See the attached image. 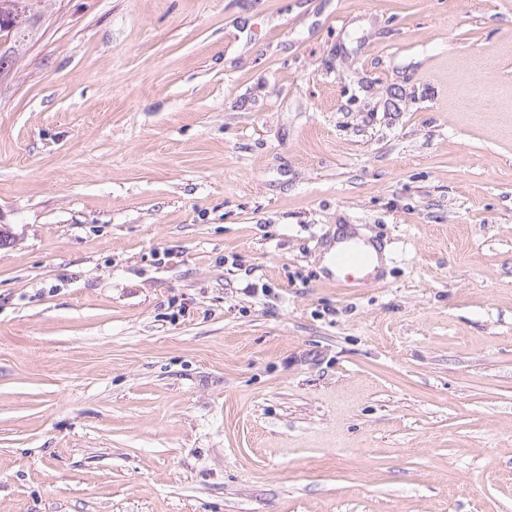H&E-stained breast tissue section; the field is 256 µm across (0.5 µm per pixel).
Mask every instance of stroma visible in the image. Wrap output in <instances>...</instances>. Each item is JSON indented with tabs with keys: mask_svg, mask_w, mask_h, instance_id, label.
Here are the masks:
<instances>
[{
	"mask_svg": "<svg viewBox=\"0 0 512 512\" xmlns=\"http://www.w3.org/2000/svg\"><path fill=\"white\" fill-rule=\"evenodd\" d=\"M0 228V512H512V0H44ZM336 286L348 288L353 284H375L380 273L373 252L365 242L350 240L340 245L331 256Z\"/></svg>",
	"mask_w": 512,
	"mask_h": 512,
	"instance_id": "1",
	"label": "stroma"
}]
</instances>
